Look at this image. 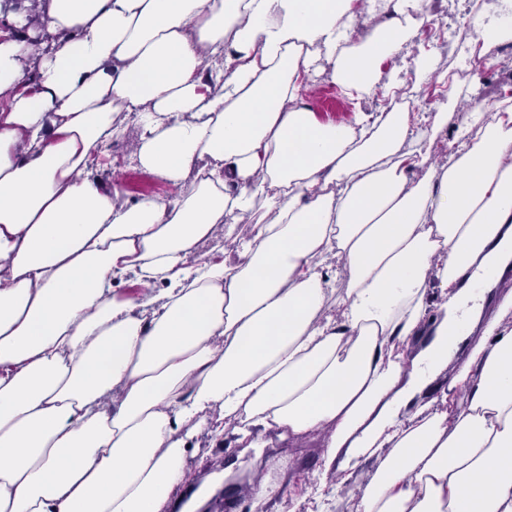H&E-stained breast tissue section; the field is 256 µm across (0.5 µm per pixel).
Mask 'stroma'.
Listing matches in <instances>:
<instances>
[{
    "label": "stroma",
    "instance_id": "stroma-1",
    "mask_svg": "<svg viewBox=\"0 0 512 512\" xmlns=\"http://www.w3.org/2000/svg\"><path fill=\"white\" fill-rule=\"evenodd\" d=\"M419 54L426 55L434 67V78L418 75L413 58ZM495 65V72L490 75L483 64L475 61L470 64L467 76H455L450 84L437 82V74L451 70L452 65L447 54L438 49H428L423 34L417 33L412 38L410 56L381 61L379 83L370 95L364 96L354 107H346L341 100L332 101L328 87L330 74L326 71L308 76L311 90L306 101L319 121L349 125L360 119L363 113L379 111L387 101L392 100L388 82L391 77L399 75L413 85L416 111L430 117L442 104L451 110L480 109L487 100L496 98L501 105H512V96L503 98L499 95L502 88L512 85V55L497 57ZM125 125V134L114 139L110 148L112 155L123 160V167L117 170L96 167L94 177L107 187L120 183L131 198L143 195L175 197L178 193L176 186L136 169L131 162L139 128L137 113H128ZM324 453L323 440L318 436L288 445L273 440L266 447L255 450L236 445L232 432L217 437L210 434L208 429H201L193 440L188 459L196 482L200 485L207 483L219 474L223 475L224 481L214 487L200 512H225L224 506L228 503L232 504L235 512H248L253 496L254 471L271 459L283 462L282 471L276 475L281 488L278 498L266 505L265 512H279L285 503L293 507L295 512H316L313 487L324 467Z\"/></svg>",
    "mask_w": 512,
    "mask_h": 512
}]
</instances>
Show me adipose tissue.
<instances>
[{"instance_id": "ef3b65f1", "label": "adipose tissue", "mask_w": 512, "mask_h": 512, "mask_svg": "<svg viewBox=\"0 0 512 512\" xmlns=\"http://www.w3.org/2000/svg\"><path fill=\"white\" fill-rule=\"evenodd\" d=\"M356 0H8L0 19V512H200L194 428L260 448L322 435L362 512H512V329L489 322L441 398L472 266L512 260V107L448 124L319 122L318 61L350 95L410 53L402 20L353 37ZM141 116L137 166L177 196L91 178ZM336 184L326 192V184ZM273 220L257 219L258 210ZM236 261L194 254L214 225ZM134 274L143 290L118 297ZM437 288L442 318L405 341ZM429 296V302L431 305L429 308L428 321L420 328L415 336H410L405 342V345L407 346V355L410 359L417 356L433 337L434 324L433 321H430V318L437 316L438 305L441 303V299L436 288H431ZM380 462V460L371 458L354 472L350 482L356 487L358 492L356 493V490L354 491L356 495L347 500L344 504V510L339 512H362L360 511V496L358 488L364 487L371 480L375 471L379 467Z\"/></svg>"}]
</instances>
